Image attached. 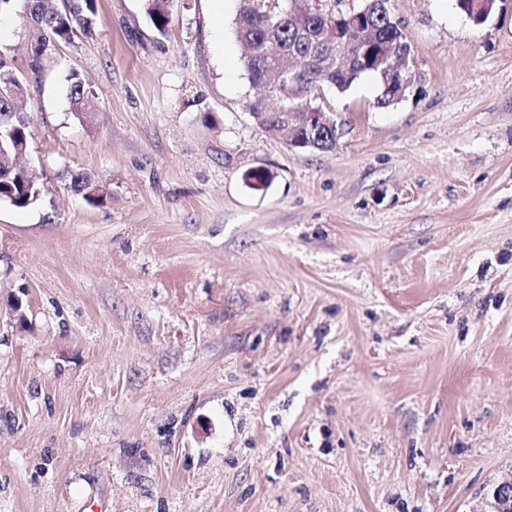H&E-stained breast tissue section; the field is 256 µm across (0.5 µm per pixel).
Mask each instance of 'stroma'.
Wrapping results in <instances>:
<instances>
[{
  "mask_svg": "<svg viewBox=\"0 0 512 512\" xmlns=\"http://www.w3.org/2000/svg\"><path fill=\"white\" fill-rule=\"evenodd\" d=\"M144 4L97 0L35 72L25 0L0 13L44 184L0 201V512H487L512 477V0L481 25L390 0L405 96L324 88L317 152L252 118L239 0H174L164 35ZM69 99L72 112H93L96 107V96L88 84L76 73L69 78Z\"/></svg>",
  "mask_w": 512,
  "mask_h": 512,
  "instance_id": "35a3bbf8",
  "label": "stroma"
}]
</instances>
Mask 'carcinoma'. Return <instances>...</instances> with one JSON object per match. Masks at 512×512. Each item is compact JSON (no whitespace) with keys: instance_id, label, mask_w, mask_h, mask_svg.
Segmentation results:
<instances>
[{"instance_id":"carcinoma-1","label":"carcinoma","mask_w":512,"mask_h":512,"mask_svg":"<svg viewBox=\"0 0 512 512\" xmlns=\"http://www.w3.org/2000/svg\"><path fill=\"white\" fill-rule=\"evenodd\" d=\"M33 9L50 16V24L35 29L34 42L44 47L52 43L71 44L78 36L91 34L97 15L96 0H75L55 10L48 8L45 0H35ZM170 9V0H145V12L161 35L168 30ZM237 16L236 35L247 48L243 64L255 84L266 77L277 58L292 57L298 60L295 84L308 81L323 86L341 81L348 88L362 74L375 70L374 64L368 62L371 53H380L387 45L410 51L403 29L392 26L377 7L367 17L364 28L351 34L353 48L344 69L327 72L315 66L314 61L328 50L325 41L335 34V22L317 15L283 14L272 26L263 8L253 6L250 0H240ZM69 81L71 110L94 111L96 96L91 87L76 73L70 75ZM5 84L12 87V96L0 98V114L17 111L16 101L27 94L26 80L0 54V85ZM8 129L11 138L31 142L27 120L14 117ZM41 184L38 173L25 171L22 176L0 184V193L13 207L27 209L39 200Z\"/></svg>"}]
</instances>
